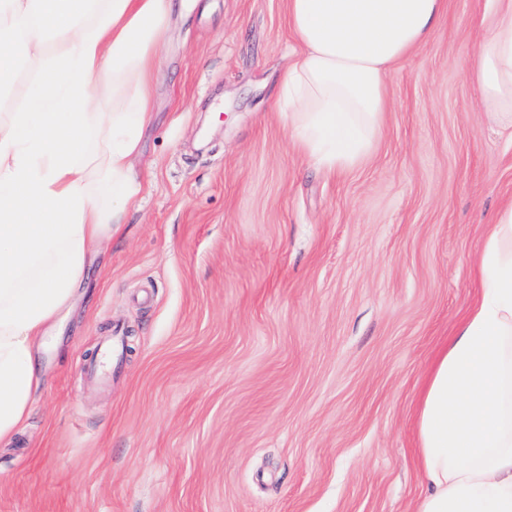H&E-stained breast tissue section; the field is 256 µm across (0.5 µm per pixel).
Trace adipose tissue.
Segmentation results:
<instances>
[{
    "instance_id": "adipose-tissue-1",
    "label": "adipose tissue",
    "mask_w": 512,
    "mask_h": 512,
    "mask_svg": "<svg viewBox=\"0 0 512 512\" xmlns=\"http://www.w3.org/2000/svg\"><path fill=\"white\" fill-rule=\"evenodd\" d=\"M173 0H0V442L41 384L36 349L86 286V262L140 203ZM447 0H288L299 44L278 106L298 152L328 172L373 152L389 69L425 45ZM471 75L512 125V0H489ZM482 291L438 354L416 412L425 491L415 512H512V203L479 257ZM31 79L32 75L26 68H22L19 71L17 81L11 92L0 96V116L1 113L11 112V110L19 103L23 93L29 86Z\"/></svg>"
}]
</instances>
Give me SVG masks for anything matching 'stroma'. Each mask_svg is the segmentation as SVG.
I'll return each instance as SVG.
<instances>
[{
    "instance_id": "obj_1",
    "label": "stroma",
    "mask_w": 512,
    "mask_h": 512,
    "mask_svg": "<svg viewBox=\"0 0 512 512\" xmlns=\"http://www.w3.org/2000/svg\"><path fill=\"white\" fill-rule=\"evenodd\" d=\"M486 6L448 0L373 153L329 173L279 116L287 0H179L140 204L37 349L0 512H411L418 398L512 201L467 74Z\"/></svg>"
}]
</instances>
